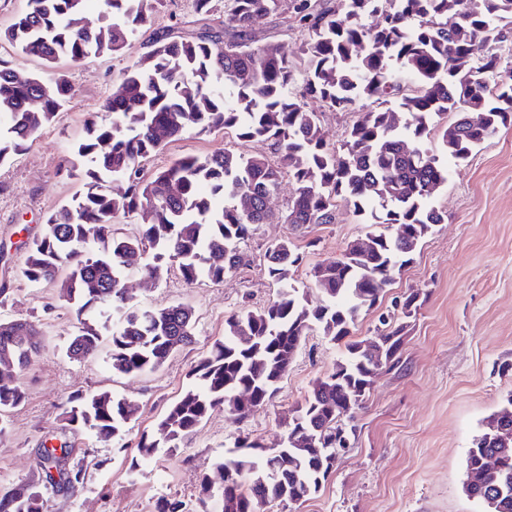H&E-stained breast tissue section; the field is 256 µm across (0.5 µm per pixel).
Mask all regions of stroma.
I'll return each mask as SVG.
<instances>
[{
	"instance_id": "obj_1",
	"label": "stroma",
	"mask_w": 512,
	"mask_h": 512,
	"mask_svg": "<svg viewBox=\"0 0 512 512\" xmlns=\"http://www.w3.org/2000/svg\"><path fill=\"white\" fill-rule=\"evenodd\" d=\"M199 26L192 0H157L150 27L120 54L59 61L72 98L19 155L0 163V282L12 286L0 302V316L39 323L43 331L39 353L20 374L25 397L0 420V489L40 482L37 456L55 437L67 440L74 458L92 462L76 489L44 488L45 512H154L161 498L183 501L185 512H200L197 484L212 474L235 437L278 441L283 420L344 353L343 345L310 331L267 406L237 422L214 411L173 456L143 461L136 450L139 438L154 429L202 354L223 338L225 319L241 307L259 309L275 299L277 287L260 266L266 248L292 240L304 256L293 278L308 289L310 268L334 261L349 242L365 237L373 218L342 205L332 224L298 231L277 222L257 225L244 244L251 265L219 283L189 285L172 271L146 288L140 275L129 276V295L141 306L186 303L196 318L195 344L143 375L113 373L104 348L88 359L70 360L65 354L75 323L70 309L54 286L21 274L24 243L39 237L46 217L82 189L81 177L58 170L66 150L85 137L88 121L111 120L104 104L153 33ZM224 149L263 153L267 146L231 133L190 132L153 154L145 167L152 173L180 157ZM433 204L446 213L447 223L422 241L381 298L386 311L412 289L424 300L407 321L398 364L377 372L362 407L348 421L354 430L350 446L323 489L306 502L269 512H485L462 485L474 436L512 397V125L499 128L465 163L450 165ZM100 389L140 406L124 445L72 430L62 415L71 394Z\"/></svg>"
}]
</instances>
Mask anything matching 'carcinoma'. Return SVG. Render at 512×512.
Wrapping results in <instances>:
<instances>
[{"label":"carcinoma","mask_w":512,"mask_h":512,"mask_svg":"<svg viewBox=\"0 0 512 512\" xmlns=\"http://www.w3.org/2000/svg\"><path fill=\"white\" fill-rule=\"evenodd\" d=\"M85 2L28 0V9L0 29L1 42L45 66L40 73L25 72L0 58V163L21 152L72 97L58 61L121 52L151 23L154 9L152 0H99L112 22L86 30ZM224 13L231 28L158 34L123 71L105 104L110 124L89 122L84 139L61 159L68 173L84 169L87 182L27 243L23 276L58 288L59 299L72 309L69 358L98 352L99 322L112 310V372H154L195 343L194 311L183 303L139 307L124 290L130 273L139 269L156 281L175 266L188 284L224 280L250 263L240 244L256 225L271 222L268 202L285 175L294 185L281 217L286 224H334L342 204L358 216L380 208L376 229L367 233L374 243L367 256L347 248L336 263L312 266L320 292L315 301L293 283V269L303 261L294 243L268 247L264 271L280 286L277 299L225 320L224 338L213 342L189 384L136 444L143 460L155 458L160 448L172 454L215 409L243 420L266 406L308 331L317 328L345 354L313 381L283 422L286 437L268 446L240 435L215 463L220 481L209 475L199 480L201 512H267L321 491L336 465V449L348 440L344 419L364 400L376 368L399 362L405 323L382 334L375 350L351 338V330L434 226L447 219L431 200L448 171L425 140L438 133L441 152L461 163L499 127L512 125V67L485 51L512 31V0H343L339 11L326 0H224ZM267 17L304 32L306 94L339 111L364 98L376 103L340 146L296 92V65L279 44L258 43L253 24ZM33 99L41 100L38 112L29 110ZM476 110L484 113L482 125L460 122L462 113ZM447 114L452 121L441 122ZM189 129L231 131L243 141L268 143L271 153L185 156L145 175L142 161ZM110 179L124 183L121 191L108 189ZM120 214L136 220V233L115 235ZM385 224L398 225L397 234H388ZM421 305L419 292L404 294V318L415 317ZM41 336L31 321L0 320V371L25 369ZM24 395L17 381L0 383V413ZM138 412L136 403L98 391L70 397L63 416L74 430L120 443ZM503 424L512 431V398L467 452L466 470L481 472L482 479L463 490L486 512H512V438L498 440ZM68 449L63 441L39 452L45 478L56 453ZM489 457L498 464L487 466ZM0 512H45L43 492L29 484L0 492Z\"/></svg>","instance_id":"1"}]
</instances>
